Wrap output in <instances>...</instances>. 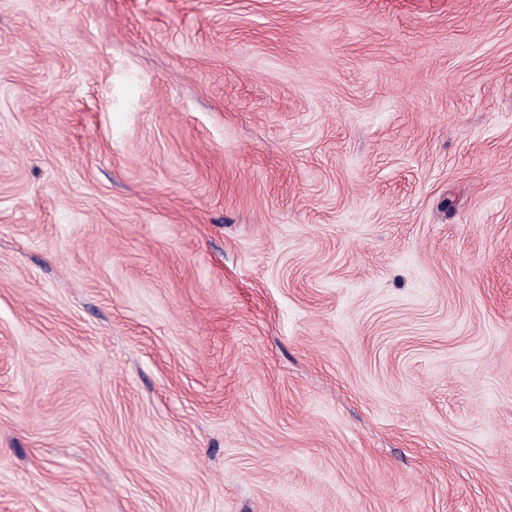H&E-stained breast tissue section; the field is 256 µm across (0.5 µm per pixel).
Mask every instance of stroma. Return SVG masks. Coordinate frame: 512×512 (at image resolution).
I'll list each match as a JSON object with an SVG mask.
<instances>
[{"mask_svg":"<svg viewBox=\"0 0 512 512\" xmlns=\"http://www.w3.org/2000/svg\"><path fill=\"white\" fill-rule=\"evenodd\" d=\"M0 512H512V0H0Z\"/></svg>","mask_w":512,"mask_h":512,"instance_id":"35a3bbf8","label":"stroma"}]
</instances>
